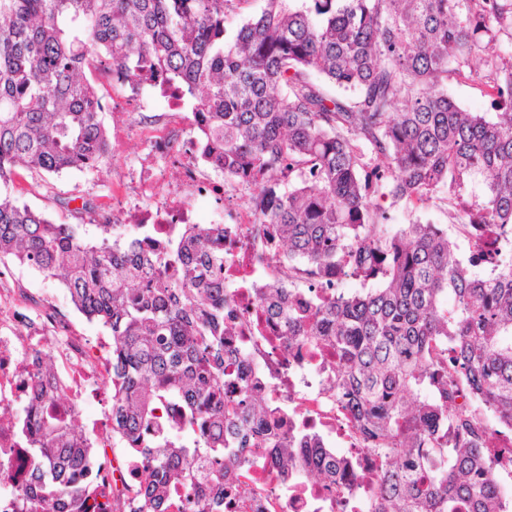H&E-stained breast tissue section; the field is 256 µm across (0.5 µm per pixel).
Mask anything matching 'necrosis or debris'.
Returning <instances> with one entry per match:
<instances>
[{
    "label": "necrosis or debris",
    "mask_w": 512,
    "mask_h": 512,
    "mask_svg": "<svg viewBox=\"0 0 512 512\" xmlns=\"http://www.w3.org/2000/svg\"><path fill=\"white\" fill-rule=\"evenodd\" d=\"M114 83L127 89L141 107L163 102L173 123H180L186 101L173 88L158 87L124 74ZM172 159L164 177L154 171L155 159ZM203 162L197 146L173 133L155 135L148 157L141 161L131 186L133 198L123 209L125 221L151 228L154 235L175 232L194 223L195 196L210 194L224 206V305L243 322L242 338L232 354L243 360L254 392L269 406L286 412L293 424L314 430L323 446L349 449L362 465L346 471L358 505L367 502L372 483L370 449L360 439L351 414L337 397L332 382L333 356H318L285 345L276 319L262 312L259 290L266 283H287L288 277L265 238L255 228L263 217L255 200L258 191L248 180L221 177L201 179ZM53 352L51 381L67 399L68 409L79 411L97 397L112 375V348L91 343L77 317L63 314L53 296L31 288L0 287V512H31L35 494L29 470L34 435L26 425L32 417L34 383L46 352ZM87 442L104 449L97 464V491L108 498L133 494L138 460L133 452L112 456V413L82 424ZM270 453L261 451L246 466L232 512H340V495L324 485L295 477L282 481Z\"/></svg>",
    "instance_id": "obj_1"
}]
</instances>
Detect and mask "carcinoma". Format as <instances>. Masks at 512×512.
I'll list each match as a JSON object with an SVG mask.
<instances>
[{
  "instance_id": "cac0c4a2",
  "label": "carcinoma",
  "mask_w": 512,
  "mask_h": 512,
  "mask_svg": "<svg viewBox=\"0 0 512 512\" xmlns=\"http://www.w3.org/2000/svg\"><path fill=\"white\" fill-rule=\"evenodd\" d=\"M237 0H0V184L103 166L110 143L90 75L173 82L198 98L200 150L248 177L266 238L315 307L271 282L262 310L287 344L336 355V394L375 457L367 512H505L484 414L448 404L461 377L499 421H512V0H263L229 33ZM316 74L339 90L326 92ZM484 80L490 112L448 95V77ZM450 206L468 230L462 260L438 224L388 230L377 199ZM224 225L184 224L168 241L112 230L98 241L0 195V258L46 277L65 272L75 308L112 336V439L138 456L136 497L90 502L95 475L72 473L92 448L42 363L32 405L34 512H225L224 482L252 448H272L282 477L300 438L249 387L227 352ZM483 265L481 278L470 267ZM363 284L346 295L337 275ZM453 298L452 307L443 303ZM443 352L428 358L430 344ZM432 392L420 397L421 389ZM180 407L193 443L157 438V411ZM216 495L196 497L200 471ZM344 470L322 453L306 479Z\"/></svg>"
}]
</instances>
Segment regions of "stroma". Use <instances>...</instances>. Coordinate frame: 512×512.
Listing matches in <instances>:
<instances>
[{"label": "stroma", "mask_w": 512, "mask_h": 512, "mask_svg": "<svg viewBox=\"0 0 512 512\" xmlns=\"http://www.w3.org/2000/svg\"><path fill=\"white\" fill-rule=\"evenodd\" d=\"M102 118L112 150L100 170H73L48 176L20 169L7 188L18 204L28 205L55 223L79 225L82 235L89 240L100 239L104 225L118 216L139 156L146 150L151 137L170 120L160 102L147 111L129 110L122 126L113 124L108 108ZM389 215V229L393 232L409 224L440 225L457 252L468 256L467 237L462 227L449 218L446 205L421 206L401 202L390 207ZM7 266L10 284L49 290L56 295L64 311L73 312L61 278L45 277L33 267L13 260L8 261Z\"/></svg>", "instance_id": "1"}]
</instances>
